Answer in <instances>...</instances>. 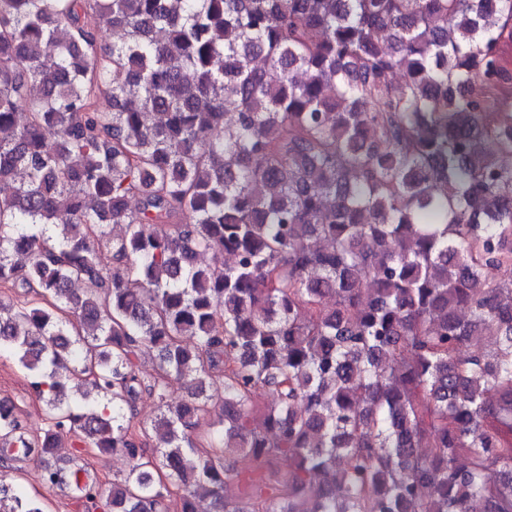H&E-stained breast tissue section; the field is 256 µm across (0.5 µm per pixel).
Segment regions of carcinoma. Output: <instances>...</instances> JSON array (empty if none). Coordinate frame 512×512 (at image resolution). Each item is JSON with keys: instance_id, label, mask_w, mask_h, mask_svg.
<instances>
[{"instance_id": "cac0c4a2", "label": "carcinoma", "mask_w": 512, "mask_h": 512, "mask_svg": "<svg viewBox=\"0 0 512 512\" xmlns=\"http://www.w3.org/2000/svg\"><path fill=\"white\" fill-rule=\"evenodd\" d=\"M511 25L512 0H0V350L49 413L0 431L126 454L82 486L112 512H512ZM0 512L45 510L1 486Z\"/></svg>"}]
</instances>
